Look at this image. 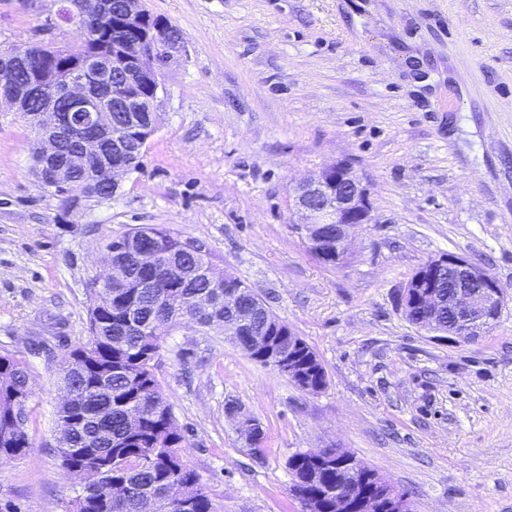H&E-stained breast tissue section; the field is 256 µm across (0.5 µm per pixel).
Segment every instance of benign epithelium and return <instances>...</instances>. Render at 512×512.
Here are the masks:
<instances>
[{"label":"benign epithelium","instance_id":"7a95c632","mask_svg":"<svg viewBox=\"0 0 512 512\" xmlns=\"http://www.w3.org/2000/svg\"><path fill=\"white\" fill-rule=\"evenodd\" d=\"M60 13L78 31L97 28L111 14V0H62ZM122 22L112 26L106 48L74 61L65 70L38 68L30 72L29 88L45 93L37 112L25 106L26 92L5 80L0 82V106L20 113L34 131L32 157L42 182L58 195L79 203L89 198L85 185L66 178L65 164L57 156V134L68 127L81 134L82 158L99 160L95 181L117 187L119 177L133 166L125 162L128 151L124 140L112 135L113 112L157 111L159 94L165 91L162 69L169 58L185 49L181 36L171 33V24L155 19L144 7V0H124ZM141 30L144 46L126 48L125 33ZM149 86L153 98L146 104L136 91ZM290 202L300 215L299 230L308 246L321 254L327 250L341 265L348 254L350 230L373 223V204L366 176L348 160H340L291 188ZM126 247L137 253L140 265L153 267L157 255L141 250L130 235ZM423 289L418 295L415 289ZM505 307V290L499 280L473 261L443 255L422 263L408 280L399 298L404 316L419 309L420 329L438 336H456L472 342L491 329ZM253 312L245 308L224 318V329L250 325ZM230 415L237 421L239 434L260 438L263 429L256 420L236 407ZM390 506L396 512H414L407 498H399L388 488L375 496L359 490L358 468L336 475L327 512H381Z\"/></svg>","mask_w":512,"mask_h":512}]
</instances>
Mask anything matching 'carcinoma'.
Instances as JSON below:
<instances>
[{
    "label": "carcinoma",
    "mask_w": 512,
    "mask_h": 512,
    "mask_svg": "<svg viewBox=\"0 0 512 512\" xmlns=\"http://www.w3.org/2000/svg\"><path fill=\"white\" fill-rule=\"evenodd\" d=\"M84 34L63 48L67 55L38 57L32 65L60 63L91 51ZM29 77L26 70L13 65L0 68V81L17 84ZM142 243L161 255V264L179 263L186 274L175 287L161 289L155 297L141 284L150 278H162L163 270L137 266L130 253H115L121 272L107 282V305L89 285L88 336L60 359L61 391L56 419L70 423L68 448L81 450L74 457L56 445L61 464L73 463L83 476L81 492L72 501L70 512H178L168 506L165 492L176 481L190 506L185 512H213L211 500L198 473L184 463L181 454L184 435L171 404L164 395L155 372L163 340L155 330L191 313L193 306L208 298L215 317L222 319L241 304L253 300L244 282L229 275L225 286L213 288L193 275V270L211 262V258L184 250V238L163 225L138 228ZM300 347H292L281 330L273 332V347L286 355L299 357L308 383L327 384L326 372L313 349L301 337ZM5 368L7 385L0 384V433L16 424L23 426L12 443L0 441V462L12 459L29 448L26 426L30 419L33 391L26 364L12 353L0 354V369ZM142 411L140 424L127 422L128 409ZM292 474L289 488L294 499L306 493H327L336 485V470L322 469L296 452L288 458ZM115 483H129L139 492L137 501L124 507L107 508L106 491Z\"/></svg>",
    "instance_id": "carcinoma-1"
}]
</instances>
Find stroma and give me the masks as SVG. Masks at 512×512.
Instances as JSON below:
<instances>
[{
  "instance_id": "obj_1",
  "label": "stroma",
  "mask_w": 512,
  "mask_h": 512,
  "mask_svg": "<svg viewBox=\"0 0 512 512\" xmlns=\"http://www.w3.org/2000/svg\"><path fill=\"white\" fill-rule=\"evenodd\" d=\"M186 50L160 120L108 200L64 205L28 123L0 112V354L32 378L30 447L0 463V512H67L53 440L59 361L87 336L107 239L146 224L204 242L316 352L317 394L222 329L177 326L158 378L213 512H300L289 457L342 448L415 512H512V0H145ZM56 0H0V50L74 42ZM342 159L376 221L321 264L292 185ZM483 265L506 307L475 342L411 325L398 295L426 260ZM262 426V457L227 408Z\"/></svg>"
}]
</instances>
